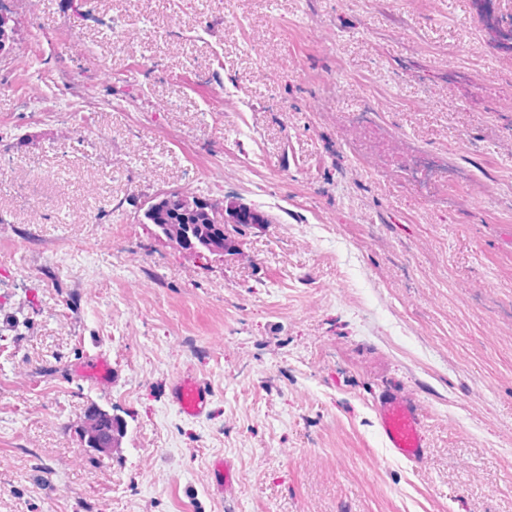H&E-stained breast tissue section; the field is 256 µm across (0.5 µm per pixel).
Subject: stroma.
<instances>
[{
  "label": "stroma",
  "mask_w": 512,
  "mask_h": 512,
  "mask_svg": "<svg viewBox=\"0 0 512 512\" xmlns=\"http://www.w3.org/2000/svg\"><path fill=\"white\" fill-rule=\"evenodd\" d=\"M11 9L0 512H512V55L470 0ZM162 189L266 221L198 257L138 223ZM95 355L110 382L74 376ZM386 386L421 463L385 446ZM171 396L177 410L190 419L207 417L212 403L204 381L193 375L178 377L172 384ZM373 409L388 448L399 457L419 463L426 444L416 399L402 390L388 388L374 400ZM108 416H111V420H112V423L110 424L109 428L107 429H103V430H100L98 431L97 433L95 434H87L85 433L84 435V438L85 437H89L92 435L94 437L95 440H97L98 442V445L99 446H103V445H108L110 443H112V433L114 431L117 432V434L119 432H123V423L120 419H118L116 416H112L111 414L105 412V411H100V410H96V411H93L92 413V420L93 422H96V426H97V430H99V425L103 424L104 422H108L109 419H108ZM95 440H86L85 443L91 447V448H99L98 445L96 444V441Z\"/></svg>",
  "instance_id": "obj_1"
}]
</instances>
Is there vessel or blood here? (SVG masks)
Wrapping results in <instances>:
<instances>
[{
  "mask_svg": "<svg viewBox=\"0 0 512 512\" xmlns=\"http://www.w3.org/2000/svg\"><path fill=\"white\" fill-rule=\"evenodd\" d=\"M171 396L179 413L187 418L200 419L210 412L211 395L205 382L196 376L178 377ZM373 409L388 448L399 457L420 462L426 444L416 399L402 390L388 388L374 400Z\"/></svg>",
  "mask_w": 512,
  "mask_h": 512,
  "instance_id": "b4317fda",
  "label": "vessel or blood"
}]
</instances>
